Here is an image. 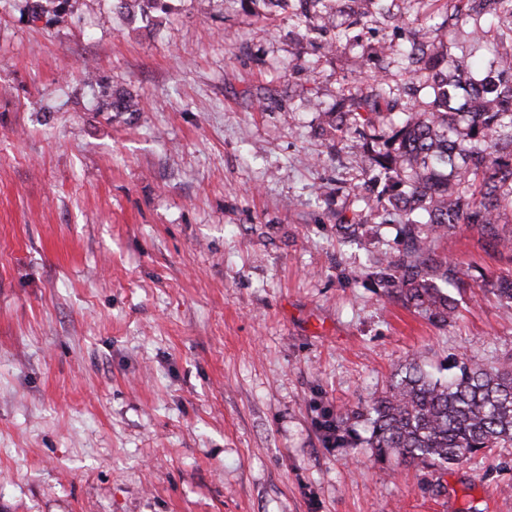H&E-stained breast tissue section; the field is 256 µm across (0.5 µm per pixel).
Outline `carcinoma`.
<instances>
[{
  "label": "carcinoma",
  "instance_id": "1",
  "mask_svg": "<svg viewBox=\"0 0 512 512\" xmlns=\"http://www.w3.org/2000/svg\"><path fill=\"white\" fill-rule=\"evenodd\" d=\"M351 2L350 27L380 13L385 0ZM457 2L466 8L456 16L459 21L470 9L481 14L483 5L496 18L494 29L473 30L478 39L494 43L495 58L483 77H469L467 64L450 73L424 45L413 42L404 50L407 69L413 80L430 81L432 101L412 104L398 124H390L398 102L385 78L374 75L370 95L341 96L336 111L324 113L323 126L338 143L351 127L359 128L366 175L388 181L386 197L369 198L366 205L384 223L397 226L402 249L369 259L367 276L435 324L455 316L451 291L470 287L455 263L438 259L441 239L467 224L499 251L512 252V233L500 227L502 215L512 212V0ZM117 7L149 16L164 3L117 0ZM105 107L119 114L139 111L136 99L119 90L108 95ZM336 224L342 237L371 253L356 219L338 216ZM480 278L481 287L512 308V277ZM352 418L370 425L367 446L382 461L467 464L486 448L512 445V362L487 367L462 358L442 378L408 357L379 397L326 420V439L349 443Z\"/></svg>",
  "mask_w": 512,
  "mask_h": 512
}]
</instances>
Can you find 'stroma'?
I'll return each mask as SVG.
<instances>
[{"label": "stroma", "instance_id": "stroma-1", "mask_svg": "<svg viewBox=\"0 0 512 512\" xmlns=\"http://www.w3.org/2000/svg\"><path fill=\"white\" fill-rule=\"evenodd\" d=\"M0 0V512H512V446L460 467L329 446L320 425L379 396L405 357L438 372L512 358L482 288L437 327L362 272L395 229L348 189L355 140L322 135L340 96L410 76L382 37L415 0L326 49L288 6L167 0L144 20L69 0L31 20ZM472 24L446 67L491 59ZM123 89L138 113L102 110ZM440 257L512 276L475 228ZM336 224L342 237L349 238L360 250H363L368 255L371 254L369 247L371 243L366 240L363 235L358 234V229L361 224H359L355 218L347 219L345 216H337Z\"/></svg>", "mask_w": 512, "mask_h": 512}]
</instances>
